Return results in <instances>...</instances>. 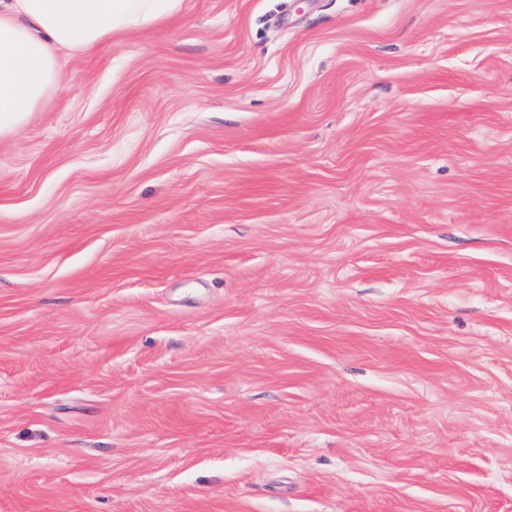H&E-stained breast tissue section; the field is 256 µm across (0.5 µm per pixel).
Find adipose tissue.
<instances>
[{"label": "adipose tissue", "instance_id": "1", "mask_svg": "<svg viewBox=\"0 0 512 512\" xmlns=\"http://www.w3.org/2000/svg\"><path fill=\"white\" fill-rule=\"evenodd\" d=\"M182 0H0V138L65 82L59 50L84 52L178 12Z\"/></svg>", "mask_w": 512, "mask_h": 512}]
</instances>
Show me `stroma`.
Returning a JSON list of instances; mask_svg holds the SVG:
<instances>
[{
    "label": "stroma",
    "instance_id": "obj_1",
    "mask_svg": "<svg viewBox=\"0 0 512 512\" xmlns=\"http://www.w3.org/2000/svg\"><path fill=\"white\" fill-rule=\"evenodd\" d=\"M0 140V512H512V0H183Z\"/></svg>",
    "mask_w": 512,
    "mask_h": 512
}]
</instances>
